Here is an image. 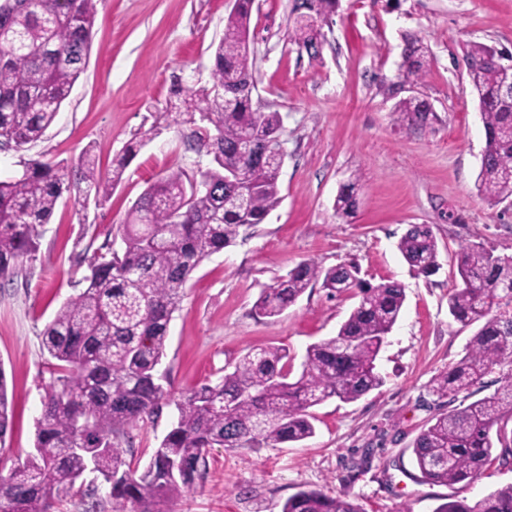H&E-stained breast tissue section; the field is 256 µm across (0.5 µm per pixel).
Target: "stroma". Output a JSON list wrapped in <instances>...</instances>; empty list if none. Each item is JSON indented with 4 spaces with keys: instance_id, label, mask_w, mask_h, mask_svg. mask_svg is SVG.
Segmentation results:
<instances>
[{
    "instance_id": "1",
    "label": "stroma",
    "mask_w": 512,
    "mask_h": 512,
    "mask_svg": "<svg viewBox=\"0 0 512 512\" xmlns=\"http://www.w3.org/2000/svg\"><path fill=\"white\" fill-rule=\"evenodd\" d=\"M232 7L231 0H99L88 65L55 122L28 150H0L4 180L21 161L75 166L86 151L108 174L135 133H153L107 202L65 196L35 260L0 279V370L14 403L2 473L34 445L43 386L56 370L40 333L80 291L72 258L83 225L93 226L96 244L119 239L120 224L150 184L176 171L196 176L208 162L195 125L163 113L181 102V88L208 85ZM291 10L292 0H255L251 17L252 105L282 119L281 202L192 273L170 322L159 381L174 401L267 345L286 348L292 371H300L307 347L335 336L358 302L316 286L280 317H257L261 285L303 260L325 268L355 263L371 284L401 283L406 300L377 361L380 388L314 407L316 434L304 443L210 450L203 476L163 512H281L302 490L344 496L361 512H434L451 498L475 503L512 484V465L447 486L421 478L412 448L425 425L449 410L430 392L431 379L464 355L474 333L448 314V296L461 284L460 246L484 242L512 255V203L489 206L476 189L485 134L463 61L470 42L512 52V0H340L316 62L288 40ZM407 32L429 50L416 90L437 114L431 132L399 128L390 118ZM350 183L358 186V205L342 219L334 202ZM413 224L430 226L438 245L440 268L426 278L414 275L397 249ZM173 401L133 429L135 462L147 463L170 430ZM123 507L100 485L74 489L53 512Z\"/></svg>"
}]
</instances>
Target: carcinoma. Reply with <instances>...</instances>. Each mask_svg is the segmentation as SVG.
Here are the masks:
<instances>
[{"mask_svg":"<svg viewBox=\"0 0 512 512\" xmlns=\"http://www.w3.org/2000/svg\"><path fill=\"white\" fill-rule=\"evenodd\" d=\"M0 12V150L22 149L42 139L68 99L91 50L98 0H3ZM339 0H295L288 40L309 60L320 59L322 24ZM253 0H237L224 18L215 49L212 87L187 90L186 121L197 126L199 145L211 156L200 178L171 173L151 184L121 225L122 246L105 241L93 257L78 254L79 293L41 332V343L57 361L58 376L46 386L32 451L0 477V512H51L86 476L100 481L133 512L184 497L206 468L211 448H264L300 443L315 434L310 409L329 398L360 399L383 383L376 360L400 317L405 289L398 282L372 285L354 263L323 268L305 260L264 286L255 302L262 318L281 315L316 284L334 295L356 292L359 302L337 334L307 348L294 376L279 346L249 350L234 370L189 391L175 403L177 418L153 449L142 471L132 468L122 447L129 429L172 401L155 371L166 350L168 326L191 273L223 250L244 228L262 223L281 201L278 143L281 116L252 107L255 89L250 47ZM399 83L415 86L428 72V50L414 34L403 39ZM498 51L472 43L464 53L474 70L472 89L485 130L477 190L492 206L512 199V94L503 88ZM232 86L229 102L217 89ZM392 121L420 131L437 121L432 105L411 94L391 112ZM242 178L227 179V170ZM125 163L112 175L86 157L79 170L65 162L29 159L22 172L0 180V278L33 260L41 228L63 195L85 184L103 203L122 181ZM245 197L242 206L224 203ZM357 189L345 186L336 214L350 216ZM397 248L416 275L435 274L438 246L430 227L413 224ZM462 287L448 297V313L464 326H477L465 354L430 383L448 404L494 386L493 393L435 418L414 442L423 478L452 486L473 482L492 465L512 462V255L481 242L458 252ZM498 373L491 382L485 377ZM13 407L0 368V442L12 429ZM500 452L494 453L495 445ZM281 512H361L352 501L322 491H300ZM434 512H512V484L476 503L452 500Z\"/></svg>","mask_w":512,"mask_h":512,"instance_id":"1","label":"carcinoma"}]
</instances>
